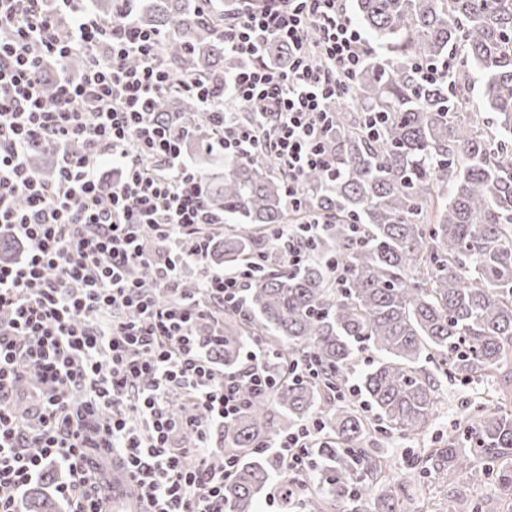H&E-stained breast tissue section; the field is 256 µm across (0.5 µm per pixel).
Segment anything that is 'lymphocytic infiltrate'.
I'll list each match as a JSON object with an SVG mask.
<instances>
[{"label":"lymphocytic infiltrate","instance_id":"obj_1","mask_svg":"<svg viewBox=\"0 0 512 512\" xmlns=\"http://www.w3.org/2000/svg\"><path fill=\"white\" fill-rule=\"evenodd\" d=\"M122 2L104 19L87 0H0V229L25 246L0 264V312L9 315L0 322V512H24L23 489L49 464L68 474L57 492L69 512H107L91 461L99 448L127 465L149 512H228L224 484L236 463L213 459L211 431L237 416L242 386L272 389L276 356L256 339L239 369L214 367L224 331L206 307H237L255 267L205 273L184 293L185 269L205 265L206 230L224 218L207 206L185 154L189 131L150 107L173 87L191 95L210 152L272 157L297 210L304 172L332 168L329 105L352 96L371 50L342 0H236L224 51L242 65L223 85L171 68L166 34L136 22L137 0ZM272 41L287 45V65L263 62ZM76 54L85 57L77 77L67 70ZM50 65L58 76L49 105ZM34 142L55 156L51 176L29 166ZM107 165L118 180L103 178ZM326 222L313 214L273 226V253L305 265ZM320 431L313 420L279 439L278 499L303 488ZM186 433L192 446L179 443Z\"/></svg>","mask_w":512,"mask_h":512}]
</instances>
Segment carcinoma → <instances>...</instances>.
Wrapping results in <instances>:
<instances>
[{
    "label": "carcinoma",
    "mask_w": 512,
    "mask_h": 512,
    "mask_svg": "<svg viewBox=\"0 0 512 512\" xmlns=\"http://www.w3.org/2000/svg\"><path fill=\"white\" fill-rule=\"evenodd\" d=\"M92 7L108 19L122 9L117 0ZM355 13L373 51L353 98L333 106L324 149L336 175L303 174L299 214H328L314 246L345 268L344 284L319 261L261 263L241 308L224 311V345L213 352L231 368L258 336L318 372L271 393L242 389L241 413L224 424V454L237 460L224 483L230 512H254L269 481L271 465L256 451L314 415L323 430L311 451L317 484L301 491L307 512H329L338 499L349 512H398L391 460L379 448L395 432L425 434L439 380L468 384L512 353V0H356ZM223 20L213 0H150L139 12L141 25L173 32L163 47L173 69L215 81L241 67L224 53ZM428 66L438 69L431 80L421 73ZM476 92L482 108L472 120ZM153 111L189 131L200 122L190 96L167 95ZM371 112L381 114L374 132ZM204 194L234 222L211 241L216 265L251 261L268 250L260 229L288 220L284 179L265 158L224 160ZM360 350L374 360L359 373ZM468 411L446 447L417 449L408 473L420 484L450 474L463 482L479 469L496 494L464 503L452 494L448 512H504L512 412L485 398ZM24 509L60 512V503L42 482Z\"/></svg>",
    "instance_id": "carcinoma-1"
}]
</instances>
